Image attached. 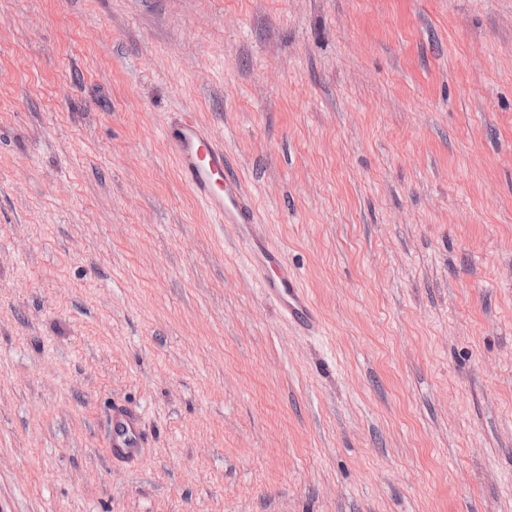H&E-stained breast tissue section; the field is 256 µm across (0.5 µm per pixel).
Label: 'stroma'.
Wrapping results in <instances>:
<instances>
[{"instance_id":"35a3bbf8","label":"stroma","mask_w":512,"mask_h":512,"mask_svg":"<svg viewBox=\"0 0 512 512\" xmlns=\"http://www.w3.org/2000/svg\"><path fill=\"white\" fill-rule=\"evenodd\" d=\"M0 512H512V0H0ZM168 146L178 165L179 175L197 198L213 213L219 224H234L245 246L250 267L262 272L260 288L274 299L282 312L302 331L314 334L323 321L288 267L280 249L253 235L258 216L251 192L224 154V144L201 125L190 112L167 135ZM140 414L125 406H115L112 410V456L119 461L133 460L141 452Z\"/></svg>"}]
</instances>
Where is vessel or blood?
I'll return each instance as SVG.
<instances>
[{"instance_id": "1", "label": "vessel or blood", "mask_w": 512, "mask_h": 512, "mask_svg": "<svg viewBox=\"0 0 512 512\" xmlns=\"http://www.w3.org/2000/svg\"><path fill=\"white\" fill-rule=\"evenodd\" d=\"M167 140L182 182L213 213L218 223L237 227L245 244L247 263L261 272L262 292L274 299L302 331L308 334L320 331L322 318L306 290L300 287L281 250L254 236L258 216L253 197L230 165L223 143L187 112L181 113ZM140 422L137 411L119 405L113 408L112 455L117 460L128 461L139 456Z\"/></svg>"}]
</instances>
